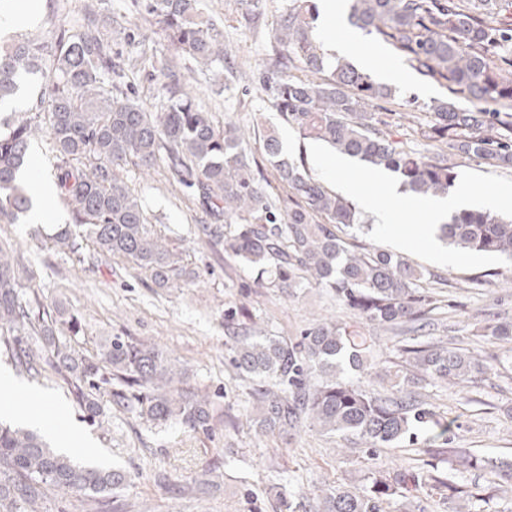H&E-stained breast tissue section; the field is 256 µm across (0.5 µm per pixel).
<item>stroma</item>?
I'll list each match as a JSON object with an SVG mask.
<instances>
[{
  "label": "stroma",
  "mask_w": 512,
  "mask_h": 512,
  "mask_svg": "<svg viewBox=\"0 0 512 512\" xmlns=\"http://www.w3.org/2000/svg\"><path fill=\"white\" fill-rule=\"evenodd\" d=\"M288 0H200L202 12L224 23L226 63L237 76L226 80L224 65L200 75L198 99L216 124L231 121L252 127L277 116L265 83L271 36ZM446 88L413 74L396 87V104L386 116L394 132L409 134L403 104L414 99L421 123L431 117L424 103L446 96ZM128 183L157 224L199 273L186 288H155L140 269L122 259L110 264L77 263L58 252L50 224H0V237L14 243L35 272L33 288L45 305L64 307L77 316L82 330L64 334L73 350L95 357L104 336H132L156 344L189 374L191 387L207 392L214 405L208 432L171 424L148 428L124 411L111 409L103 425L85 419L70 390L53 372L37 378L17 376L23 388L48 395L67 412L66 430L89 445L90 460L124 470L129 476L120 495L124 512H277V495L297 486L362 487L378 466L420 467L450 480L469 496L472 512H512V501L493 491L488 475L457 470L447 454L415 445L341 452L317 431L261 435L250 422L253 379L229 362L234 335L253 327L294 339L316 320L348 321L352 315L328 289L307 287L285 294L255 284L253 269L237 262L222 246L199 238L198 225L208 218L197 202L168 181L164 169L150 174L128 172ZM447 284L439 298L448 314L445 335L476 345L471 331L480 312L489 309L512 319V264L457 270L434 266ZM246 308L247 316L226 325L228 309ZM504 361L497 383L474 382L466 392L445 384L427 387L425 399L438 421L449 424L451 445L485 457L512 458V342L494 343ZM210 475L208 492L194 490L195 479Z\"/></svg>",
  "instance_id": "1"
}]
</instances>
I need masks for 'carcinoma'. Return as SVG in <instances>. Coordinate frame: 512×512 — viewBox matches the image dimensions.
Returning <instances> with one entry per match:
<instances>
[{"instance_id": "carcinoma-1", "label": "carcinoma", "mask_w": 512, "mask_h": 512, "mask_svg": "<svg viewBox=\"0 0 512 512\" xmlns=\"http://www.w3.org/2000/svg\"><path fill=\"white\" fill-rule=\"evenodd\" d=\"M148 32L140 50L112 57V35L132 40L138 25L119 19L111 0H91L80 17L58 32L16 33L0 40V104L19 98L27 78L43 69L49 83L32 115H0V223L29 214L34 191L24 178L32 145L48 129L54 182L72 223L54 234L55 245L78 262L92 245L96 258L120 257L149 274L157 288H182L198 278L182 251L151 224L127 181L128 166L165 168L169 179L193 192L222 224H200L198 235L257 270L258 282L291 292L315 285L330 289L356 318L319 322L300 339L257 332L230 347L233 366L259 378L251 394V420L262 434L304 427L352 439L367 448H389L429 422L420 389L445 383L465 388L492 381L499 355L468 351L446 336H422L401 345V363L386 371L389 388L376 393L347 371L369 364L363 332L377 326L398 336L430 330L434 293L421 287L432 273L384 251L349 249L336 227L365 228L348 199L328 190L301 163L282 158L278 127L258 132L259 149L233 122L219 127L182 73L181 59L201 68L224 62V26L199 10V0H144ZM349 23L388 44L412 68L448 88V97L426 105L432 122L418 129L431 152L409 148L385 128L372 108L393 100L396 89L322 50L313 0H289L271 44L272 107L299 142L320 141L342 155L392 172L405 191L447 194L457 185V158L512 168V0H349ZM163 40L162 82L154 105L135 96L130 75L147 58L146 44ZM304 75L297 77L291 70ZM501 108L486 111L482 103ZM276 172L272 183L256 151ZM456 248L512 258V218L487 210L452 213L437 228ZM31 271L17 250L0 242V344L17 371L38 377L52 370L93 423L115 406L149 427L179 424L206 430L212 401L187 386L157 346L131 336H111L94 359L56 340L80 330L77 318L50 309L25 287ZM474 335L512 341V320L488 319ZM446 449L439 448V451ZM448 455L464 470H484L494 488L512 491V461L478 457L466 448ZM128 482L119 468L82 465L37 433L0 422V512H40L49 493L99 499L114 505ZM432 488L454 501L464 491L420 470L371 472L365 487H316L280 495L282 512H421L418 493Z\"/></svg>"}]
</instances>
